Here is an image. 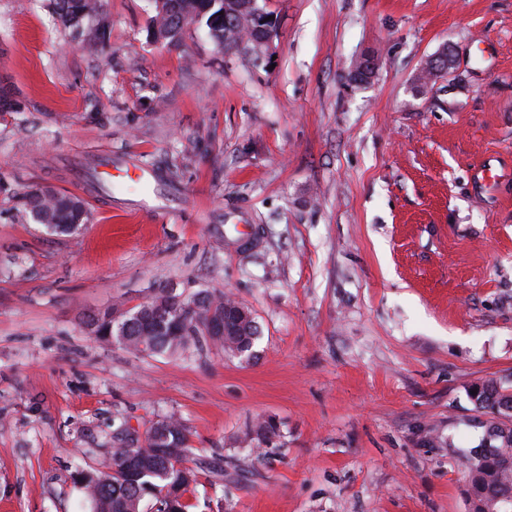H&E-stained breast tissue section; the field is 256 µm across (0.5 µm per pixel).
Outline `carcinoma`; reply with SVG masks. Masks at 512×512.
Segmentation results:
<instances>
[{
  "instance_id": "obj_1",
  "label": "carcinoma",
  "mask_w": 512,
  "mask_h": 512,
  "mask_svg": "<svg viewBox=\"0 0 512 512\" xmlns=\"http://www.w3.org/2000/svg\"><path fill=\"white\" fill-rule=\"evenodd\" d=\"M224 2L154 0L152 22L159 23V33L167 43L178 41L186 25L203 24L219 50H235L257 59L253 37L255 28L264 23L252 18L250 0H234L245 9L239 11L236 37L225 41ZM56 5L60 19L76 35L84 17L97 9L94 0H57ZM22 199L36 223H41L40 216L50 215L56 233L67 234L87 223L85 204L76 195L29 187ZM222 312V295L202 289L186 298L170 288H161L132 309H108L90 316L85 326L99 339L146 356L173 355L192 345L218 343L231 355L256 357V326L225 339L210 336V316ZM471 398L479 408L501 416L512 409V388L496 381L477 387ZM157 424L167 431L161 447H154L152 441L155 425L141 441L116 435L108 470L79 473L78 483L90 512H187L185 494L197 483V470L190 466L186 429L173 418L160 419ZM460 464L467 481L468 512H512V426H488L479 444L463 451Z\"/></svg>"
}]
</instances>
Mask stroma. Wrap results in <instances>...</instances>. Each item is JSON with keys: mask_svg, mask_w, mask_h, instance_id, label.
Returning <instances> with one entry per match:
<instances>
[{"mask_svg": "<svg viewBox=\"0 0 512 512\" xmlns=\"http://www.w3.org/2000/svg\"><path fill=\"white\" fill-rule=\"evenodd\" d=\"M259 3L256 63L195 24L154 42L152 0H99L77 37L54 0H0V512H89L77 471L166 417L189 512H467L457 451L490 420L470 393L512 384V178L472 177L512 169V0ZM447 44L453 74L416 95ZM104 155L152 175L145 208L88 190ZM32 185L87 224L48 234ZM160 288L247 307L256 358L84 329ZM22 199L29 215L36 221H33L34 223L44 224L40 220V215L42 214L44 219V215L50 214L51 219L55 221L52 231L54 233H71L79 224L87 223L88 212L85 204L76 195L29 187L23 192Z\"/></svg>", "mask_w": 512, "mask_h": 512, "instance_id": "35a3bbf8", "label": "stroma"}]
</instances>
